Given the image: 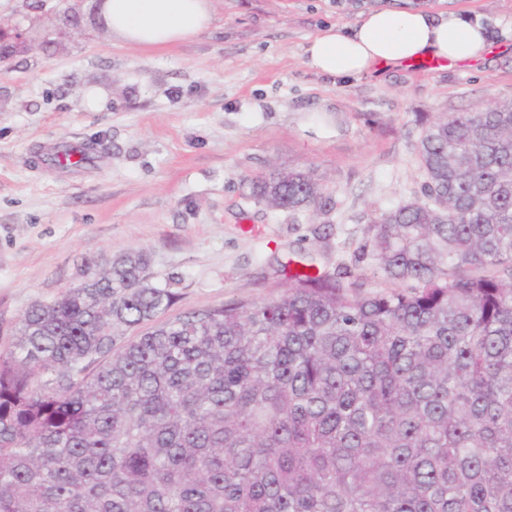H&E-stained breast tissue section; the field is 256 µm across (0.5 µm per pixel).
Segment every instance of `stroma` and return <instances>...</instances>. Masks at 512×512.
Wrapping results in <instances>:
<instances>
[{"label":"stroma","instance_id":"stroma-1","mask_svg":"<svg viewBox=\"0 0 512 512\" xmlns=\"http://www.w3.org/2000/svg\"><path fill=\"white\" fill-rule=\"evenodd\" d=\"M31 2L0 0V19L31 37L0 62V347L33 303L135 250L177 295L168 319L277 297L310 260L376 292L358 251L377 216L419 196L426 125L512 99V0H213L208 29L159 51L114 39L97 0ZM376 8L469 16L493 51L445 71L307 66L314 34ZM63 142L90 162H47ZM294 168L325 190V210L251 197L250 178Z\"/></svg>","mask_w":512,"mask_h":512}]
</instances>
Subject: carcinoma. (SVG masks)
<instances>
[{
  "label": "carcinoma",
  "mask_w": 512,
  "mask_h": 512,
  "mask_svg": "<svg viewBox=\"0 0 512 512\" xmlns=\"http://www.w3.org/2000/svg\"><path fill=\"white\" fill-rule=\"evenodd\" d=\"M372 221L386 289L295 273L162 322L143 250L0 351V512H512V99L431 122ZM317 211L310 173L250 180Z\"/></svg>",
  "instance_id": "obj_1"
}]
</instances>
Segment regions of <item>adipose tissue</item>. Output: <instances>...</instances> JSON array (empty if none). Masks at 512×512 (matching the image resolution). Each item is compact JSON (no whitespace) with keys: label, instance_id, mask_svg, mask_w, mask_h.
I'll return each instance as SVG.
<instances>
[{"label":"adipose tissue","instance_id":"obj_1","mask_svg":"<svg viewBox=\"0 0 512 512\" xmlns=\"http://www.w3.org/2000/svg\"><path fill=\"white\" fill-rule=\"evenodd\" d=\"M106 26L113 37L142 50H160L205 30L212 0H106ZM489 34L456 13L374 9L352 28L320 30L305 50L307 64L334 77H356L404 62L440 59L451 63L484 59Z\"/></svg>","mask_w":512,"mask_h":512}]
</instances>
